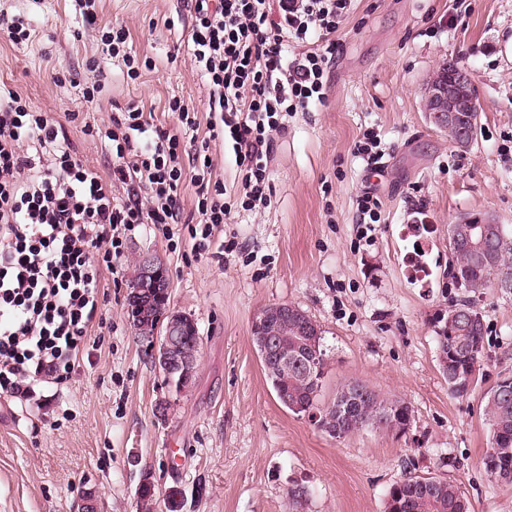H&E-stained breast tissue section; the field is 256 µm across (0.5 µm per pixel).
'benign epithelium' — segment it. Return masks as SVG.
Segmentation results:
<instances>
[{
  "label": "benign epithelium",
  "instance_id": "1",
  "mask_svg": "<svg viewBox=\"0 0 512 512\" xmlns=\"http://www.w3.org/2000/svg\"><path fill=\"white\" fill-rule=\"evenodd\" d=\"M424 109L429 121L440 129L458 130V145L470 146L474 141V116L480 106L474 93L470 71L455 64L442 65L439 74L427 83L424 90ZM466 246L479 261L491 258L493 249L485 238H467ZM168 281L163 265L156 259L141 260L137 277L127 297L126 312L136 330L143 333L158 367L167 380L178 374V383L190 382L197 363L200 341L188 337L199 335L197 323L189 316L170 310L167 303ZM299 317L298 310L288 303L271 304L258 311L252 319V330L262 336L261 357L282 375H288L291 366L303 367L306 375H321L325 371L324 357L319 355L314 337L321 328L313 323L298 322L299 335L295 352L288 355L280 337L274 335L279 324L288 318ZM509 457L497 449L490 450L489 470L500 480L512 478Z\"/></svg>",
  "mask_w": 512,
  "mask_h": 512
}]
</instances>
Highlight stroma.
Instances as JSON below:
<instances>
[{"instance_id":"obj_1","label":"stroma","mask_w":512,"mask_h":512,"mask_svg":"<svg viewBox=\"0 0 512 512\" xmlns=\"http://www.w3.org/2000/svg\"><path fill=\"white\" fill-rule=\"evenodd\" d=\"M22 17L31 36L0 41V84L56 119L76 113L67 133L76 155L103 168L102 141L84 124L107 125L135 103L172 125L164 107L180 98L199 120L208 89L192 68L184 0H99L86 24L74 0H0V16ZM125 24L129 45L152 67L132 80L103 53L102 29ZM327 99L289 117L269 164L270 205L242 211L215 230L205 253L178 225V244L153 225L124 242L119 276L104 274L110 302L100 345L64 384L34 397L0 395V512H137L136 488L154 475L156 512H386L390 487L409 475L456 484L471 512H512V482L491 479L482 458L488 426L483 396L512 375V293L474 299L487 327L479 372L461 395L448 389L437 357L435 318L462 293L448 278V226L492 214L512 228V0H355ZM473 74L478 135L452 147L423 108L439 66ZM72 73L56 82V70ZM106 80L101 104L82 89ZM375 132L384 167L374 173L352 152ZM377 196L380 220L356 222L357 199ZM429 227L428 284L405 265L411 225ZM161 261L172 311L195 319L202 338L195 378L182 391L164 383L126 313L142 256ZM292 303L323 330L328 369L322 401L356 381L412 410L403 432L364 428L333 438L284 408L252 343L253 316ZM170 405L156 412L159 401ZM183 493L179 509L168 499Z\"/></svg>"}]
</instances>
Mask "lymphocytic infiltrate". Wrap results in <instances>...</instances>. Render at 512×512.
Masks as SVG:
<instances>
[{
  "mask_svg": "<svg viewBox=\"0 0 512 512\" xmlns=\"http://www.w3.org/2000/svg\"><path fill=\"white\" fill-rule=\"evenodd\" d=\"M352 2L191 0L190 62L209 89L207 122L173 98L171 129L134 104L108 125H84L108 145L104 174L77 158L63 123L0 86L1 394L70 379L104 321L103 273H117L129 232L183 222L187 187L198 252L238 210L268 207L275 140L292 112L324 104ZM202 126L207 138H185ZM216 139L238 171L232 203L210 153Z\"/></svg>",
  "mask_w": 512,
  "mask_h": 512,
  "instance_id": "obj_1",
  "label": "lymphocytic infiltrate"
}]
</instances>
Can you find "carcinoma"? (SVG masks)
Here are the masks:
<instances>
[{
	"instance_id": "obj_1",
	"label": "carcinoma",
	"mask_w": 512,
	"mask_h": 512,
	"mask_svg": "<svg viewBox=\"0 0 512 512\" xmlns=\"http://www.w3.org/2000/svg\"><path fill=\"white\" fill-rule=\"evenodd\" d=\"M480 231L500 245L499 251L483 264L472 259L457 245V240L465 235ZM449 252L448 276L469 293L482 294L487 288L503 283L512 284V234L506 231L504 225L457 224ZM438 323L437 351L448 352L454 344L462 343L467 352L468 373L470 378H475L483 356L484 323L480 321L475 326H463L459 334L452 328H445L443 320H438ZM277 378L275 373L267 375L278 400L307 404L318 411L325 418L323 427L333 431V438H344L365 427L390 429L389 423L381 418L382 410L387 407L411 412L405 402L388 399L359 382L347 383L336 393L332 402L322 405L319 395L313 394L314 381L301 378L300 373L294 370L289 371L288 380L279 385L276 384ZM484 413L488 421V448H506L512 452V404L503 406L495 396V389L491 388L484 396ZM436 495L440 496L441 512H454L462 508V501L465 500L458 486L435 476H407L393 484L388 492L393 502L399 504L401 512H432L429 502Z\"/></svg>"
}]
</instances>
